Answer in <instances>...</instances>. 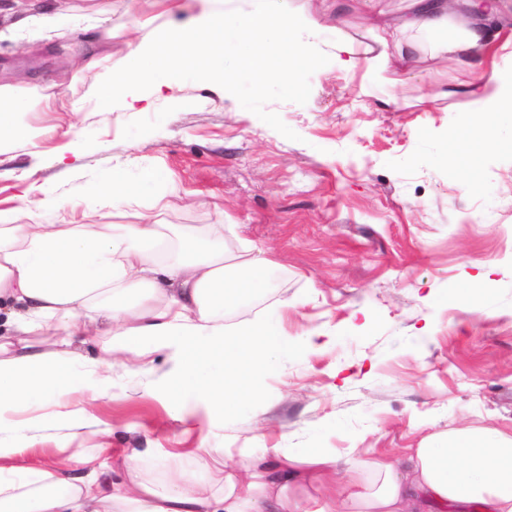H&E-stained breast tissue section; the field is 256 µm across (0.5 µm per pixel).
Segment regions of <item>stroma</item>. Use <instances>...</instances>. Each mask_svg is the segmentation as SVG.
<instances>
[{"mask_svg": "<svg viewBox=\"0 0 512 512\" xmlns=\"http://www.w3.org/2000/svg\"><path fill=\"white\" fill-rule=\"evenodd\" d=\"M49 2L62 14L60 26L41 33L11 29L14 0H0V78L35 91L62 67L79 70L93 51L122 64L130 0H112L109 42L67 15L76 0ZM313 4L328 37L366 43L368 14L396 23L411 0H367L341 27L335 0ZM473 78L427 44L413 70L378 80H365L360 69L312 66L299 91L262 95L250 112L188 77V104L117 109L106 124L30 107L21 123L72 127L80 153L66 167L16 147L0 175V209L47 196L70 213L103 206L91 189L121 167L149 193L106 223H138L152 196L162 195L158 223L223 225L226 253L274 262L271 289L229 312V323L280 314L295 347L278 372L257 380V396L214 426L170 411L162 391L172 364L160 356L145 372L113 366L105 386L113 397L93 409L118 424L113 435L97 438L73 425L21 438L6 425L0 441L29 446L23 462L32 466L55 464L56 449H70L87 472L111 470L129 449L144 448V465L163 477L171 468L192 470L204 437L232 449L239 466L246 448L383 452L457 429L511 432L512 146H485L460 92ZM430 83L446 95L420 103ZM390 96L396 105L383 106ZM452 142L474 154V167H442ZM159 171L177 193L153 183ZM467 180L472 190H462ZM489 262L498 271L486 284L477 275ZM465 292L480 297V312L463 306ZM424 326L430 338L418 337ZM318 333L331 343L308 350L305 340Z\"/></svg>", "mask_w": 512, "mask_h": 512, "instance_id": "obj_1", "label": "stroma"}]
</instances>
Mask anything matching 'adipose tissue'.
<instances>
[{
	"label": "adipose tissue",
	"mask_w": 512,
	"mask_h": 512,
	"mask_svg": "<svg viewBox=\"0 0 512 512\" xmlns=\"http://www.w3.org/2000/svg\"><path fill=\"white\" fill-rule=\"evenodd\" d=\"M199 0L193 23L168 28L158 39L127 33L121 68L111 56H91L82 67L85 95L64 99L38 95L42 111L83 112L108 118L114 106L149 112L181 99L180 76L236 99L242 110L270 92L301 87L305 69L329 58L342 70L365 68L376 75L416 61L418 39L435 36L436 53L468 70L480 65L499 33L494 0H414L399 23L374 26V46L357 52L353 40H337L323 54V27L311 0L290 10L288 0ZM490 143L512 141V71L495 69L461 89ZM28 96L0 83V156L14 146L33 148L54 140L59 128L29 129L16 114ZM48 198L22 208L0 209V407L15 411L52 405L37 416L49 430L72 420L89 421L108 435L112 424L74 405L66 390L77 371L100 376L115 361L152 364L170 355L176 369L166 400L183 420L217 424L228 404H241L251 390L244 376L279 368L293 342L264 318L236 328L229 307L243 305L271 287L272 262H238L224 252L221 225L161 232L151 215L138 224H106L99 212L62 224L45 223L61 209ZM22 448L0 444V512H313L294 495L307 478L319 480L325 497L314 512H512V433L459 431L402 454L346 458L309 448L248 452L240 469L227 466L226 449L200 442L193 457L199 472L188 481L176 472L159 481L131 449L118 469L76 473L72 467L25 466ZM370 478L367 491L345 497L346 483Z\"/></svg>",
	"instance_id": "obj_1"
}]
</instances>
